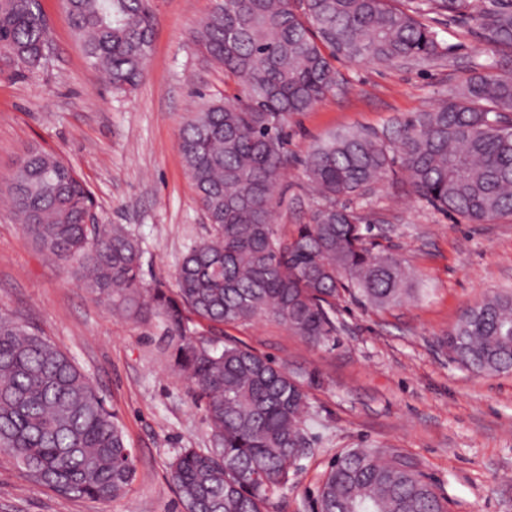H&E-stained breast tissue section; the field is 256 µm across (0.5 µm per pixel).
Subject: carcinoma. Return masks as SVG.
Masks as SVG:
<instances>
[{
  "instance_id": "1",
  "label": "carcinoma",
  "mask_w": 512,
  "mask_h": 512,
  "mask_svg": "<svg viewBox=\"0 0 512 512\" xmlns=\"http://www.w3.org/2000/svg\"><path fill=\"white\" fill-rule=\"evenodd\" d=\"M85 57L119 92L136 89L151 51L150 0H61ZM472 20L479 38L512 55V0H214L191 38L241 91L203 99L179 151L211 234L184 256L174 287L144 279L138 240L120 224H88L96 202L58 154L30 147L5 191L24 234L76 269L101 304L154 316L205 415L214 447L170 463L182 512H273L289 461L308 452L307 387L316 376L195 326L271 316L319 345L336 331V300L376 308L414 288L398 257L348 201L404 173L418 199L469 224L512 221V70L495 55L395 141L348 130L303 161L315 195L306 221L273 223L288 163V120L336 87L333 61L418 64L447 48L429 15ZM39 0H0V74L21 79L48 58ZM444 345L464 369L512 371V291L467 307ZM0 450L39 484L68 497L110 499L136 478L132 449L90 378L35 330L0 316ZM316 512H448L443 490L398 448H351L325 471Z\"/></svg>"
}]
</instances>
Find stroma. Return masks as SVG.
Masks as SVG:
<instances>
[{"label":"stroma","instance_id":"obj_1","mask_svg":"<svg viewBox=\"0 0 512 512\" xmlns=\"http://www.w3.org/2000/svg\"><path fill=\"white\" fill-rule=\"evenodd\" d=\"M40 5L49 62L24 79L0 76V179L26 148L59 154L92 192L100 223L124 225L138 239L145 277L173 282L188 248L210 231L179 131L197 92L237 91L190 38L213 0H152V50L131 94L113 91L89 66L60 0ZM432 25L448 48L443 58L388 67L336 60L335 91L289 119L292 162L275 223H299L310 206L300 160L312 145L341 130L389 134L446 98L485 54L471 24L437 16ZM356 205L402 259L413 299L386 310L342 302L336 334L321 345L272 318L224 328L225 338L318 379L306 424L311 451L291 465L279 512H313L341 450L383 447L414 457L443 489L448 512H512V373L473 374L440 344L466 307L512 289V222L466 223L399 180ZM1 314L37 330L90 377L135 450L137 476L115 498L64 497L0 451V512H182L168 466L180 449L209 447L210 433L163 325L97 303L73 271L44 257L0 200Z\"/></svg>","mask_w":512,"mask_h":512}]
</instances>
